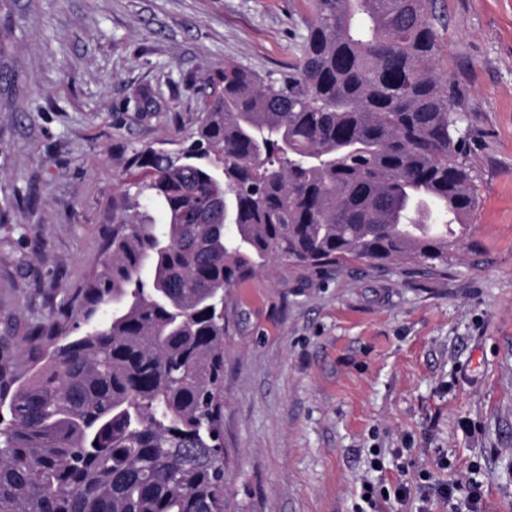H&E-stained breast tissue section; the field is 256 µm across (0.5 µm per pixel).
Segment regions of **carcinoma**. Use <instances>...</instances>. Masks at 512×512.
Listing matches in <instances>:
<instances>
[{"label": "carcinoma", "mask_w": 512, "mask_h": 512, "mask_svg": "<svg viewBox=\"0 0 512 512\" xmlns=\"http://www.w3.org/2000/svg\"><path fill=\"white\" fill-rule=\"evenodd\" d=\"M312 9L287 70L208 78L185 158L135 154L136 193L67 315L91 329L49 320L30 375L0 363V512H224V290L271 260L448 268L478 189L441 17L430 0ZM143 194L167 223L142 220Z\"/></svg>", "instance_id": "carcinoma-1"}]
</instances>
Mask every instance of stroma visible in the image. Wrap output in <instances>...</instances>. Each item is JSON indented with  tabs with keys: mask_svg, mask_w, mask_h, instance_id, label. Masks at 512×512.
Here are the masks:
<instances>
[{
	"mask_svg": "<svg viewBox=\"0 0 512 512\" xmlns=\"http://www.w3.org/2000/svg\"><path fill=\"white\" fill-rule=\"evenodd\" d=\"M478 186L439 274L270 263L227 297V512H449L480 481L512 512V0H431ZM310 0H0V363L29 375L48 317L105 256L135 152L175 150L206 78L293 62ZM367 486H370V489H367ZM384 492H387V496H384ZM401 492V497L397 496V493ZM408 493V487L404 484H398L394 486L392 489H389L385 486L376 487L372 484L366 483L363 492H362V499L368 503L371 507L376 506V502L379 498L384 500H390L391 494H393V497L397 501H403L407 497ZM366 494H369V499H364V496ZM459 490V482H448V484L439 486L436 492L441 498L451 503V512H479L482 498L479 487L473 483L470 484L465 495L461 498L456 496V492ZM462 507H464V510H462Z\"/></svg>",
	"mask_w": 512,
	"mask_h": 512,
	"instance_id": "obj_1",
	"label": "stroma"
}]
</instances>
